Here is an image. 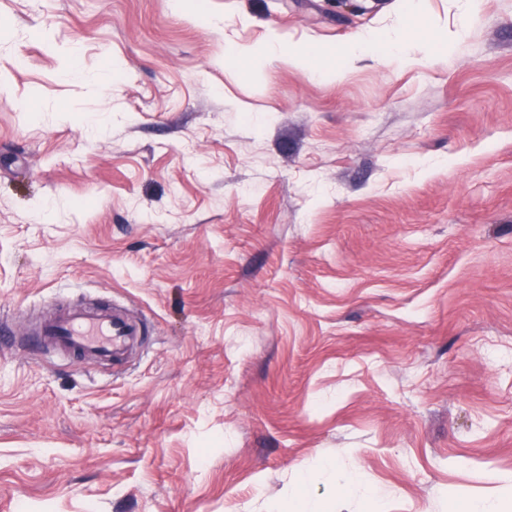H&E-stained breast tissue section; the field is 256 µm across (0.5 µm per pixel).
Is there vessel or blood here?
I'll use <instances>...</instances> for the list:
<instances>
[{
  "mask_svg": "<svg viewBox=\"0 0 512 512\" xmlns=\"http://www.w3.org/2000/svg\"><path fill=\"white\" fill-rule=\"evenodd\" d=\"M141 334V322L108 305L62 310L40 328L44 343L92 363L122 357Z\"/></svg>",
  "mask_w": 512,
  "mask_h": 512,
  "instance_id": "b4317fda",
  "label": "vessel or blood"
}]
</instances>
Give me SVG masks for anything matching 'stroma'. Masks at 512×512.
Segmentation results:
<instances>
[{"label":"stroma","instance_id":"35a3bbf8","mask_svg":"<svg viewBox=\"0 0 512 512\" xmlns=\"http://www.w3.org/2000/svg\"><path fill=\"white\" fill-rule=\"evenodd\" d=\"M464 14L0 0V512H512V0ZM406 15L466 37L225 63ZM91 299L143 320L126 361L38 342ZM267 54L269 56H282L286 54L289 61L297 66L310 69L313 74L326 81H336L340 76V70L336 68V65L332 66L329 64L323 55L321 64L313 66L315 58L320 55V51L315 48L301 46L284 50L279 43L273 42L267 47Z\"/></svg>","mask_w":512,"mask_h":512}]
</instances>
